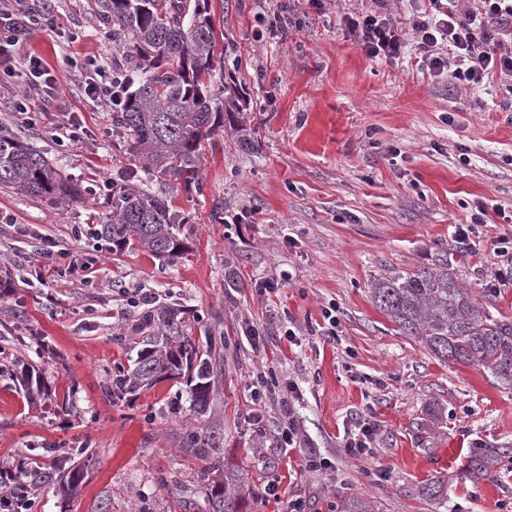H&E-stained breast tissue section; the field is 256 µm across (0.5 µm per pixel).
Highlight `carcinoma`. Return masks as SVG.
Listing matches in <instances>:
<instances>
[{"label": "carcinoma", "instance_id": "obj_1", "mask_svg": "<svg viewBox=\"0 0 512 512\" xmlns=\"http://www.w3.org/2000/svg\"><path fill=\"white\" fill-rule=\"evenodd\" d=\"M100 8L112 35L123 39L128 70L112 74L127 93L112 106V135L127 145L137 169L112 180V212L97 235L118 251L137 242L149 252L175 258L183 250L181 226L186 217L171 209L168 196L176 186L200 180L203 141L224 123H236L242 111L238 97L228 92L218 106L212 85L218 45L208 0H101ZM0 185L14 193L54 206L84 198V188L61 175L48 160L20 138L0 136ZM371 299L408 336L436 358L487 369L512 387V319L495 316L458 282L441 247L427 262L411 270H392L370 285ZM184 309L174 303L160 310L145 309L130 325L140 338L128 368L111 375L106 396L126 398L142 386L185 380V399L167 402L164 414L182 416L188 410L206 415L213 392L216 357L211 337L192 336ZM20 371L28 395L41 390L35 366L16 358L6 367ZM185 447L201 463L200 478L211 512H243V471L221 456L223 437L206 427L184 433ZM93 454L72 448L66 472L51 465L30 466L20 460L18 477L29 486H55L67 496L77 492L89 474ZM512 460V444L482 443L469 455L472 477L483 479L504 460ZM339 512H374L361 496L343 498Z\"/></svg>", "mask_w": 512, "mask_h": 512}]
</instances>
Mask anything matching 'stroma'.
I'll list each match as a JSON object with an SVG mask.
<instances>
[{"label": "stroma", "mask_w": 512, "mask_h": 512, "mask_svg": "<svg viewBox=\"0 0 512 512\" xmlns=\"http://www.w3.org/2000/svg\"><path fill=\"white\" fill-rule=\"evenodd\" d=\"M376 0H209L222 33L226 70L246 102L239 122L204 143L199 185L177 187L171 208L186 217L185 250L175 260L140 245L113 252L89 234L112 198L99 187L128 172L112 137V111L78 87L32 98L36 125L0 93V130L18 135L87 193L61 208L0 187V365L14 357L40 368L51 394L76 387L73 406L30 403L19 380L0 375V471L17 460L47 465L40 446L87 445L94 463L69 502L35 491L32 512H206L198 461L178 419L161 416L185 385L167 380L134 400L107 397L104 385L126 361L123 337L142 311L136 294L160 308L184 305L195 336L223 337L204 424L220 432L227 462L245 473L247 512H337L340 498L364 495L376 512H512V462L471 478L475 443H512V387L482 368L444 363L405 335L373 303L368 288L392 269H410L437 247L456 276L493 313L512 316V286L488 291L497 259L454 242V225L476 205L487 210L484 240L512 230V87L489 79L470 87L430 76L423 53L367 57L340 23ZM283 16L276 35L256 40V17ZM15 68L28 56L51 74L70 60L105 65L126 59L99 0H56L54 27L21 21ZM77 113L94 140H59L56 116ZM93 259L89 276L70 272L49 245ZM239 285H224L225 273ZM273 292L260 294L263 283ZM335 304L338 335L321 334L323 306ZM265 336L252 348L247 327ZM296 333L287 340L285 329ZM269 385L255 399L252 384ZM361 414L374 417V454L353 459L343 436ZM293 418L306 446L277 450ZM330 458L304 467L306 449ZM443 479L440 499L417 492ZM275 484L276 495L266 487Z\"/></svg>", "instance_id": "stroma-1"}]
</instances>
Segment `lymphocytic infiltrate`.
Masks as SVG:
<instances>
[{"mask_svg":"<svg viewBox=\"0 0 512 512\" xmlns=\"http://www.w3.org/2000/svg\"><path fill=\"white\" fill-rule=\"evenodd\" d=\"M428 2L429 18L407 29L376 10L344 15L341 22L369 57L396 61L414 42L425 52L430 75L475 86L492 76L512 83V0ZM70 68L92 102L108 103L116 95L111 71L95 60L74 61Z\"/></svg>","mask_w":512,"mask_h":512,"instance_id":"1","label":"lymphocytic infiltrate"}]
</instances>
